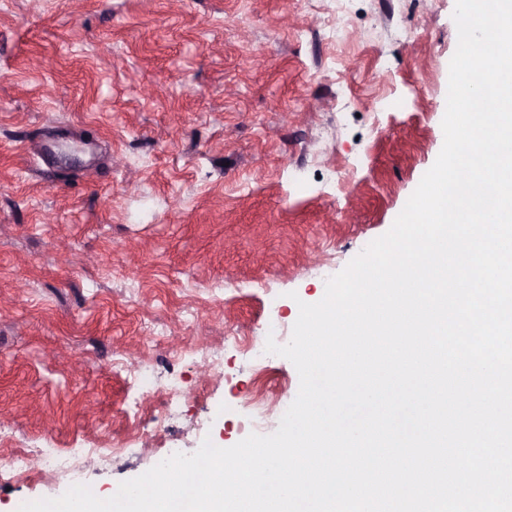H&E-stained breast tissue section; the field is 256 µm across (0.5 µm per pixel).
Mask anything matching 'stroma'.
<instances>
[{
	"mask_svg": "<svg viewBox=\"0 0 512 512\" xmlns=\"http://www.w3.org/2000/svg\"><path fill=\"white\" fill-rule=\"evenodd\" d=\"M455 0H0V466L129 427L85 466L109 494L230 447L258 388L243 336L387 233L443 146ZM66 143L78 163L24 151ZM219 355L220 369L204 359ZM181 378L134 398L126 375ZM0 479V512L57 498Z\"/></svg>",
	"mask_w": 512,
	"mask_h": 512,
	"instance_id": "35a3bbf8",
	"label": "stroma"
}]
</instances>
